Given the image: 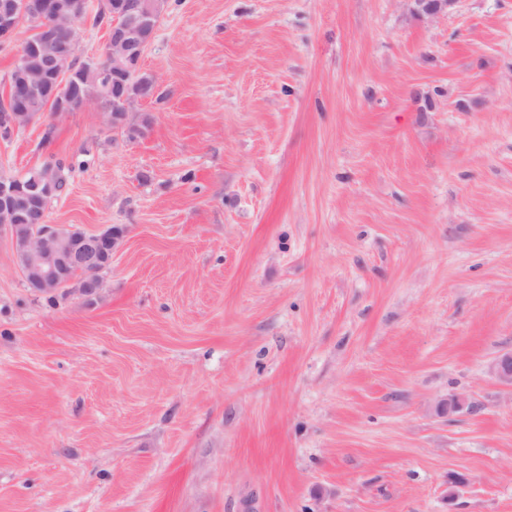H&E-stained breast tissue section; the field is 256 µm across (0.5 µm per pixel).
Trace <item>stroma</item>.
<instances>
[{
	"label": "stroma",
	"mask_w": 512,
	"mask_h": 512,
	"mask_svg": "<svg viewBox=\"0 0 512 512\" xmlns=\"http://www.w3.org/2000/svg\"><path fill=\"white\" fill-rule=\"evenodd\" d=\"M141 68L147 137L0 139L126 228L54 306L0 237V512H512V0H168ZM413 11L419 17L434 18L449 14L459 0H411Z\"/></svg>",
	"instance_id": "stroma-1"
}]
</instances>
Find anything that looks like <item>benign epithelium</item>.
<instances>
[{"label": "benign epithelium", "mask_w": 512, "mask_h": 512, "mask_svg": "<svg viewBox=\"0 0 512 512\" xmlns=\"http://www.w3.org/2000/svg\"><path fill=\"white\" fill-rule=\"evenodd\" d=\"M411 2L416 15L434 18L450 13L459 0ZM92 8V0H72L64 11L57 10L53 0H10L0 6V34L9 36L17 32L20 12L28 15L39 33V42L25 41L17 58L24 68L35 69L36 76L13 90L19 103L13 114V126L33 121L27 104L40 98L45 107L53 108L58 114L68 111L69 104L63 95L73 80L75 52L58 49L56 39L61 32L84 23L85 14ZM113 17L109 37L112 83L105 90L117 94L121 103L123 114L109 116L110 124L116 127L123 117L135 113L137 104L147 100L142 92L134 90L132 76L141 72L142 58L157 26L148 0H120L114 7ZM53 193V184L34 170L23 185L0 186V235L7 236L13 252L21 256L18 269L26 283L50 293L65 288L68 294L81 298L97 296L106 284L100 268L112 266V256L121 247L126 230L111 224L88 232L77 225L49 224L43 219L38 231L32 233L27 225L17 223L18 213L31 208L46 215L42 202ZM492 370L501 383L512 387V352L497 356Z\"/></svg>", "instance_id": "7a95c632"}]
</instances>
